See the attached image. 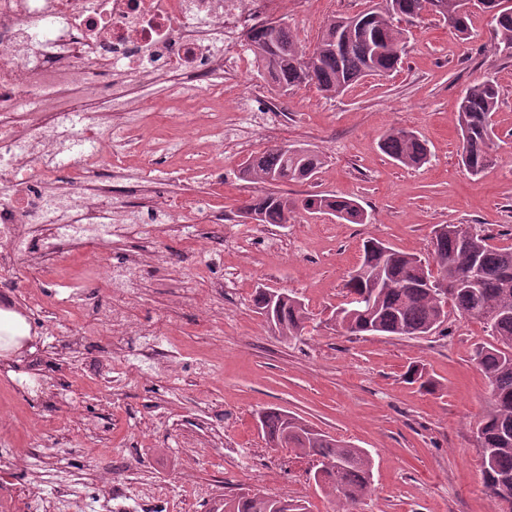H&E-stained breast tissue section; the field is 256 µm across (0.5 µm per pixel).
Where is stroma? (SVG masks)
<instances>
[{
  "mask_svg": "<svg viewBox=\"0 0 512 512\" xmlns=\"http://www.w3.org/2000/svg\"><path fill=\"white\" fill-rule=\"evenodd\" d=\"M367 6L281 0L274 16L308 47L326 21ZM407 29L397 71L335 97L275 87L240 47L239 68L224 82L222 151L211 124L199 122L193 150L162 160L158 191L146 199L160 213L178 199L206 201V210L185 212L161 235L146 232L140 209L122 213L128 234L105 248L118 267L133 256L148 262L121 302L137 331L110 336L92 322V304L114 297L98 288L82 249L20 268L25 286L10 299L39 330L31 350L0 357V472L18 493L50 499L74 485L83 493L74 512L104 498L112 512H140L126 494L148 477L168 490L153 512H211L222 495L247 491L333 512L309 462L270 447L258 427V412L275 407L369 453L373 492L363 512H493L476 442L490 387L472 360L491 340L484 324L454 315L447 333L408 339L349 336L330 322L368 239L424 257L434 226L464 224L512 246V56L492 49L490 18L479 11L466 39L429 13ZM488 79L500 90L495 160L473 176L459 156L457 108L470 85ZM143 92L158 110L137 129L141 148L180 142L171 109L193 108L202 91L175 102L160 85ZM393 127L426 142L427 164L408 168L381 151ZM281 143L325 157L316 181L281 192L351 197L366 223L305 213L283 225L240 223L241 205L264 190L240 180L241 163ZM141 148L122 168L103 167L100 180L125 185L142 169ZM258 287L307 304L301 336L274 335L253 310ZM415 363L433 391L407 381ZM32 375L43 387L36 400L14 387Z\"/></svg>",
  "mask_w": 512,
  "mask_h": 512,
  "instance_id": "1",
  "label": "stroma"
}]
</instances>
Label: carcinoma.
<instances>
[{"label": "carcinoma", "instance_id": "carcinoma-1", "mask_svg": "<svg viewBox=\"0 0 512 512\" xmlns=\"http://www.w3.org/2000/svg\"><path fill=\"white\" fill-rule=\"evenodd\" d=\"M431 0H381L358 13L348 28L344 17L328 20L315 44L304 47L286 26L261 24L246 35L248 49L273 84L288 91L313 85L328 97L344 93L368 75L389 74L399 67L406 45V30L395 21L415 19ZM442 17L459 36L469 32L467 0H447ZM480 9L492 14L493 48L512 55V6L503 0H481ZM499 89L490 80L469 86L458 107L461 148L467 151L463 166L473 175L495 160L492 112ZM382 151L405 167L427 162L428 149L415 133L391 128L383 136ZM322 156L310 149L286 153L275 145L251 155L239 169V178L263 183L272 189L250 198L241 214L257 224H288L298 210L336 217L349 224H363L367 215L358 201L335 194H310L300 201L275 187L316 177ZM432 255L421 259L375 239L366 241L358 269L346 283L345 302L336 310L335 325L351 336L385 335L409 339L427 336L458 313L483 322L494 342L474 351V361L490 383V406L476 432L483 464V486L502 512L503 485L512 492V247H495L479 231L454 224L434 229ZM448 282V292L431 287ZM271 290L259 288L254 310L272 308V330L291 339L302 333L310 320L307 306L298 298L279 293L270 306ZM407 379L423 389L435 387L424 366L413 364ZM260 427L271 447L287 446L300 457H315L328 464L316 485L332 495L343 512L355 509L371 496L372 462L362 448H355L303 419L278 408L258 412ZM287 499L265 493L228 495L212 512H298Z\"/></svg>", "mask_w": 512, "mask_h": 512}]
</instances>
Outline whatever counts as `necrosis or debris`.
<instances>
[{
	"mask_svg": "<svg viewBox=\"0 0 512 512\" xmlns=\"http://www.w3.org/2000/svg\"><path fill=\"white\" fill-rule=\"evenodd\" d=\"M277 0H0V288L24 260H56L64 245L99 251L117 235L116 201L94 180L124 153L120 113L148 116L139 85L174 98L218 74L241 30ZM71 155L55 158L59 141Z\"/></svg>",
	"mask_w": 512,
	"mask_h": 512,
	"instance_id": "4bbe7bcc",
	"label": "necrosis or debris"
}]
</instances>
